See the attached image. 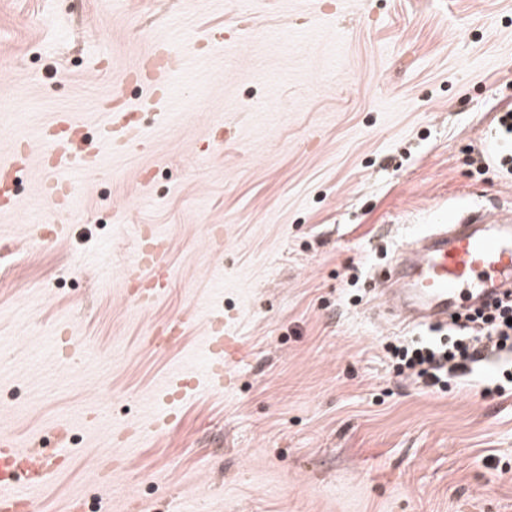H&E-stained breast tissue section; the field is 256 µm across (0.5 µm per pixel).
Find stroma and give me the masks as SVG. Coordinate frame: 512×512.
<instances>
[{"label": "stroma", "instance_id": "1", "mask_svg": "<svg viewBox=\"0 0 512 512\" xmlns=\"http://www.w3.org/2000/svg\"><path fill=\"white\" fill-rule=\"evenodd\" d=\"M160 43L179 63L147 107L128 73ZM115 95L145 148L103 138ZM509 110L512 0H0V163L33 159L0 213V434H74L38 512H512L499 364L408 376L387 346L430 327L393 325L376 283L449 210L512 206ZM62 116L97 163L58 207L38 158ZM149 227L168 286L142 308ZM215 311L230 386L155 401L204 375ZM173 319L185 339L151 345ZM193 385V378L187 373H177L166 379L164 384L157 390L156 399L166 402H174L180 399L187 389Z\"/></svg>", "mask_w": 512, "mask_h": 512}]
</instances>
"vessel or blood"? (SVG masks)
Instances as JSON below:
<instances>
[{
  "mask_svg": "<svg viewBox=\"0 0 512 512\" xmlns=\"http://www.w3.org/2000/svg\"><path fill=\"white\" fill-rule=\"evenodd\" d=\"M163 241L156 234L141 236L129 275L150 272V286L136 296L140 306L153 304L164 286ZM386 311L402 325L439 324L464 309L502 298L512 288V210L490 212L465 207L452 212L447 223L420 236L394 259L381 283ZM213 357L206 376L212 390L224 388V329L222 317L211 322ZM193 385L177 373L157 390L160 401L174 402ZM64 460L33 455L9 435H0V512H32L31 492L45 487Z\"/></svg>",
  "mask_w": 512,
  "mask_h": 512,
  "instance_id": "1",
  "label": "vessel or blood"
}]
</instances>
